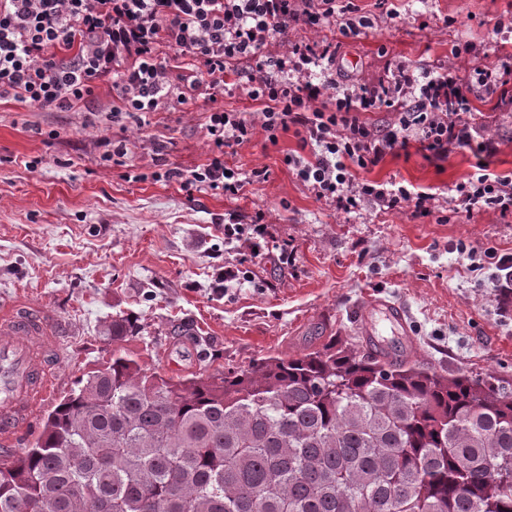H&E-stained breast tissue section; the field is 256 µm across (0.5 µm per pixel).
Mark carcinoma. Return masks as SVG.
I'll list each match as a JSON object with an SVG mask.
<instances>
[{
  "label": "carcinoma",
  "mask_w": 512,
  "mask_h": 512,
  "mask_svg": "<svg viewBox=\"0 0 512 512\" xmlns=\"http://www.w3.org/2000/svg\"><path fill=\"white\" fill-rule=\"evenodd\" d=\"M0 463V512H512V382L438 371L392 336L147 374L123 343Z\"/></svg>",
  "instance_id": "obj_1"
}]
</instances>
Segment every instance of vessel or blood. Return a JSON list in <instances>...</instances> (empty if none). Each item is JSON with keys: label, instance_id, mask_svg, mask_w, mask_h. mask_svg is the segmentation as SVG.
<instances>
[{"label": "vessel or blood", "instance_id": "obj_1", "mask_svg": "<svg viewBox=\"0 0 512 512\" xmlns=\"http://www.w3.org/2000/svg\"><path fill=\"white\" fill-rule=\"evenodd\" d=\"M359 335H376V324L387 321L393 335L406 336L410 326L394 303L361 301L349 311ZM59 342L52 320L40 310L18 302L0 304V449L12 451L29 434L41 404L54 392L48 359Z\"/></svg>", "mask_w": 512, "mask_h": 512}]
</instances>
